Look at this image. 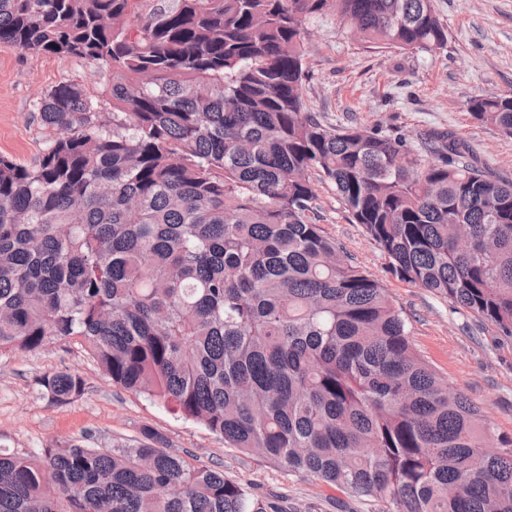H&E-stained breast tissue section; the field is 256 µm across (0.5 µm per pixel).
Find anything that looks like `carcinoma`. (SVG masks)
I'll return each instance as SVG.
<instances>
[{
  "instance_id": "obj_1",
  "label": "carcinoma",
  "mask_w": 512,
  "mask_h": 512,
  "mask_svg": "<svg viewBox=\"0 0 512 512\" xmlns=\"http://www.w3.org/2000/svg\"><path fill=\"white\" fill-rule=\"evenodd\" d=\"M0 0V43L95 62L41 98L55 131L0 156V356L81 346L112 383L229 448L391 512H512V438L417 354L383 284L315 223L334 189L387 271L512 339V180L453 133L412 149L308 112L305 24L441 52L434 0ZM112 111H101V100ZM470 114L512 137V95ZM67 404V368L40 379ZM0 512H279L164 448L0 452Z\"/></svg>"
}]
</instances>
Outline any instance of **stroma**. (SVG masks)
Listing matches in <instances>:
<instances>
[{
	"instance_id": "obj_1",
	"label": "stroma",
	"mask_w": 512,
	"mask_h": 512,
	"mask_svg": "<svg viewBox=\"0 0 512 512\" xmlns=\"http://www.w3.org/2000/svg\"><path fill=\"white\" fill-rule=\"evenodd\" d=\"M436 4L448 28V47L440 53L360 42L330 14L308 22L304 100L324 124L377 126L414 148L425 130L452 132L471 146L479 165L512 179V138L468 110L475 95L512 94V0ZM106 79L96 64L0 43V155L35 164L48 142L37 108L43 93L65 83L96 93ZM315 218L345 258L382 279L419 356L483 408L495 435L512 437V342L467 311L387 274L382 252L329 190H320ZM62 368L84 378L85 392L57 405L39 380ZM147 428L164 437L171 453L222 471L284 512H389L385 501L353 499L315 477L226 447L202 425L114 385L80 346L51 343L0 356L1 451L37 453L61 438L115 448L135 444Z\"/></svg>"
}]
</instances>
